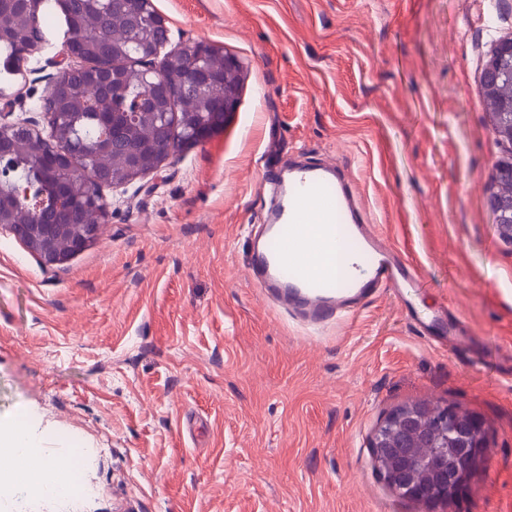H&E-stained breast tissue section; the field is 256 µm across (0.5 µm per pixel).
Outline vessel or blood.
I'll return each mask as SVG.
<instances>
[{
    "mask_svg": "<svg viewBox=\"0 0 512 512\" xmlns=\"http://www.w3.org/2000/svg\"><path fill=\"white\" fill-rule=\"evenodd\" d=\"M270 194L249 244L245 269L258 292L303 326L347 320L381 292H392L425 338L453 352L471 336L447 307L411 308L423 281L370 224L359 193L335 162L295 157L264 180Z\"/></svg>",
    "mask_w": 512,
    "mask_h": 512,
    "instance_id": "1",
    "label": "vessel or blood"
}]
</instances>
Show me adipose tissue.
<instances>
[{
  "label": "adipose tissue",
  "instance_id": "1",
  "mask_svg": "<svg viewBox=\"0 0 512 512\" xmlns=\"http://www.w3.org/2000/svg\"><path fill=\"white\" fill-rule=\"evenodd\" d=\"M35 441V429L27 421L17 420L0 428V455L16 461L14 469L0 471V496L12 498L20 492L42 496L43 485L53 475L54 466L36 453Z\"/></svg>",
  "mask_w": 512,
  "mask_h": 512
}]
</instances>
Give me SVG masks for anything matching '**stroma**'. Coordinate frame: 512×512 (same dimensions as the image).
<instances>
[{"mask_svg": "<svg viewBox=\"0 0 512 512\" xmlns=\"http://www.w3.org/2000/svg\"><path fill=\"white\" fill-rule=\"evenodd\" d=\"M170 43L242 64L222 129L103 194L97 242L47 267L0 228V425L26 418L58 461L87 451L83 491L18 512H421L385 482L372 440L395 409L479 419L483 467L444 512H512V243L486 185L506 156L482 103L512 0H153ZM0 93L27 118L63 31ZM340 162L377 230L498 350L473 366L416 335L392 296L324 333L244 276L266 170Z\"/></svg>", "mask_w": 512, "mask_h": 512, "instance_id": "35a3bbf8", "label": "stroma"}]
</instances>
